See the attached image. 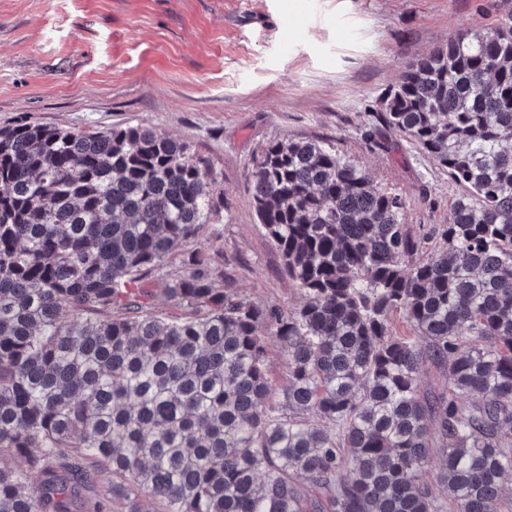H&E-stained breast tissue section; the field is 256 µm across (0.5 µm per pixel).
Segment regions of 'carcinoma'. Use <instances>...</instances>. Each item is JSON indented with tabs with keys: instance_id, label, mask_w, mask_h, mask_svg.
<instances>
[{
	"instance_id": "obj_1",
	"label": "carcinoma",
	"mask_w": 512,
	"mask_h": 512,
	"mask_svg": "<svg viewBox=\"0 0 512 512\" xmlns=\"http://www.w3.org/2000/svg\"><path fill=\"white\" fill-rule=\"evenodd\" d=\"M380 104L462 188L450 222L415 235L351 159L270 141L254 209L303 304L227 292L198 251L165 289L175 319L144 281L224 210L187 146L0 127V458L41 476L1 465L0 512H73L104 475L165 512H512V15L410 59ZM425 362L445 390L419 389ZM258 334L265 336L267 350V370L268 376L280 394L288 387V365L281 349L279 341L269 335L264 325L258 327Z\"/></svg>"
}]
</instances>
